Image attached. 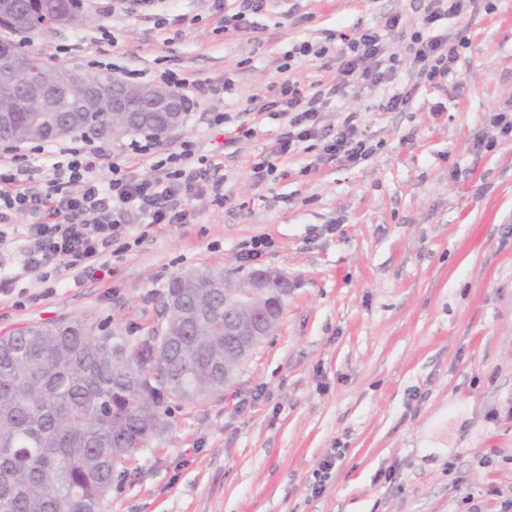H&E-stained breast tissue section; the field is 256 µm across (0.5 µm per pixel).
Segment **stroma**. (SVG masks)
<instances>
[{
    "instance_id": "1",
    "label": "stroma",
    "mask_w": 512,
    "mask_h": 512,
    "mask_svg": "<svg viewBox=\"0 0 512 512\" xmlns=\"http://www.w3.org/2000/svg\"><path fill=\"white\" fill-rule=\"evenodd\" d=\"M79 27L16 36L24 50L70 69L152 84L187 82L182 127L153 141L100 142L139 178L191 142L202 174L172 204L187 224L143 228L126 219L127 250L109 272H32L24 295L0 297V334L43 320L108 321L141 336L158 321L176 274L272 266L294 281L282 319L223 395L173 410L172 426L115 476L105 512H505L512 503V136L492 123L512 111V0H479L440 23L465 37L447 85H419L404 63L394 85H416L400 112L386 88L331 98L320 138L278 154L286 119L266 111L282 77L328 89L336 62L289 59L303 42L337 51L342 35L401 16L415 26L426 0H269L231 33L240 0H157L135 12L86 0ZM288 71H281L284 62ZM375 148L351 164L323 150L348 113ZM229 123L215 125L219 114ZM250 134L237 143L234 126ZM0 143L25 156L38 193L54 146ZM269 158L276 171L254 179ZM221 185L223 202L214 199ZM268 246L251 262V239ZM330 471H323L324 461Z\"/></svg>"
}]
</instances>
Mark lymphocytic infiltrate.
Returning <instances> with one entry per match:
<instances>
[{
  "label": "lymphocytic infiltrate",
  "mask_w": 512,
  "mask_h": 512,
  "mask_svg": "<svg viewBox=\"0 0 512 512\" xmlns=\"http://www.w3.org/2000/svg\"><path fill=\"white\" fill-rule=\"evenodd\" d=\"M466 0H428L420 27L407 45L411 67L429 84L447 83L455 71L460 43L438 33V23L460 14ZM401 20L386 18L378 29H364L344 37L337 51L342 74L361 78L367 85L390 83L393 66L384 62V37L399 27ZM329 103L322 91L309 92L298 81L283 78L266 102L267 110L287 116L278 138V153L291 150L297 142L317 136L319 116ZM60 159L53 163L46 189L33 194L23 185L26 168L0 172V295L20 287L29 272L45 270L65 259L68 268L96 274L107 266L106 255L125 232V217L137 213L143 223L184 224L190 213L170 206L169 200L183 186H191L198 176L188 162L194 156L191 143H184L180 166L164 174L138 178L111 165L107 182L95 176L100 154L96 148H59ZM80 192H71V185ZM18 216L28 219L22 246H12L7 224Z\"/></svg>",
  "instance_id": "f902f5d3"
}]
</instances>
